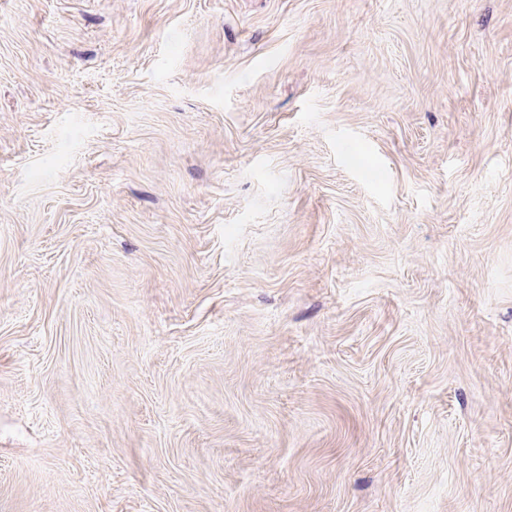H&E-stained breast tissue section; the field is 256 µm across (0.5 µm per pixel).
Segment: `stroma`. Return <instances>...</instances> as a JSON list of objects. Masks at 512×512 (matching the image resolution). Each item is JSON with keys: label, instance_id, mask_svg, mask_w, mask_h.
<instances>
[{"label": "stroma", "instance_id": "stroma-1", "mask_svg": "<svg viewBox=\"0 0 512 512\" xmlns=\"http://www.w3.org/2000/svg\"><path fill=\"white\" fill-rule=\"evenodd\" d=\"M0 512H512V0H0Z\"/></svg>", "mask_w": 512, "mask_h": 512}]
</instances>
